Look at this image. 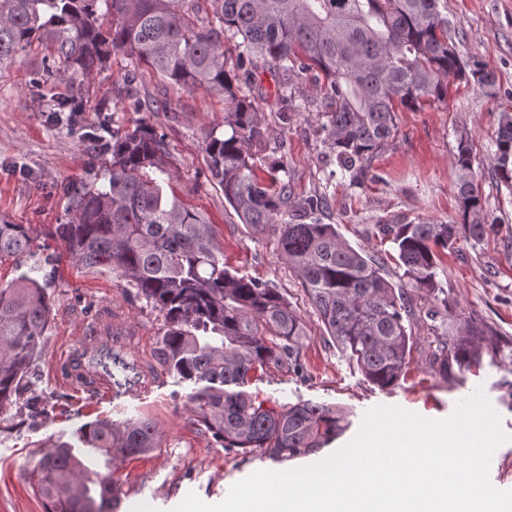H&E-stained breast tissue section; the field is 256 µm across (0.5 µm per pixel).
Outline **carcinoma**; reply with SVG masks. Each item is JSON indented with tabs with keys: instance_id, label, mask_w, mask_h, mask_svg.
<instances>
[{
	"instance_id": "cac0c4a2",
	"label": "carcinoma",
	"mask_w": 512,
	"mask_h": 512,
	"mask_svg": "<svg viewBox=\"0 0 512 512\" xmlns=\"http://www.w3.org/2000/svg\"><path fill=\"white\" fill-rule=\"evenodd\" d=\"M447 0H0V66L50 34L59 60L76 72L107 67L128 51L168 83L224 99V131L203 135L209 177L242 223L272 229L279 254L297 273L310 304L337 348L372 384L389 389L405 375L413 347L406 322L415 310L403 289L383 276V261L350 245L315 214L324 196L304 200L300 222L283 220L291 201L280 160H267L266 130L255 98L242 85L274 72L287 99L295 77L324 79V143L355 180L394 138L397 113L442 101L452 81L496 89L493 69L464 61L448 38ZM240 38L237 65L226 66L224 37ZM497 171L512 183V113H502L495 139ZM108 182L84 184L70 197L69 219L54 234L75 263L104 268L162 314L153 356L198 388L189 394L194 422L222 448L261 451L281 461L306 456L347 426L337 405H265L240 391L270 366L302 367V318L278 288L224 264L213 224L167 191L171 160L164 139L138 122L112 135ZM453 166L460 220L449 224H380L382 240L406 284L430 296L427 315L451 317L438 280L441 257L461 240L478 243L485 221L469 140L457 141ZM22 224H0V260L31 252ZM52 313L47 285L27 274L0 286V414L20 402ZM485 329L466 322L443 342L434 362L460 374L482 361ZM130 369L106 350L92 359L111 379ZM78 440L108 460L144 456L161 447L148 418L99 419ZM56 442L28 475L48 512H110L121 487L112 468L70 461Z\"/></svg>"
}]
</instances>
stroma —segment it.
Returning <instances> with one entry per match:
<instances>
[{"instance_id":"stroma-1","label":"stroma","mask_w":512,"mask_h":512,"mask_svg":"<svg viewBox=\"0 0 512 512\" xmlns=\"http://www.w3.org/2000/svg\"><path fill=\"white\" fill-rule=\"evenodd\" d=\"M447 2L448 34L461 58L487 62L497 75L496 91L488 95L475 83L453 82L444 101L399 113L394 139L372 159L362 180L339 173L327 155L320 131L322 81L315 73L297 77L285 103L277 100L270 72L258 74L251 89L268 129L266 153L287 165L289 214H297L307 197L327 196L323 223L336 225L355 248L382 258L388 280L397 287L404 284L402 271L387 258L390 246L378 227L457 219L453 157L459 135L469 137L486 220L495 231L482 242L460 243L443 259L439 278L452 319L427 318L431 298L411 292L415 343L404 378L390 390L366 381L336 349L296 273L280 258L273 235L241 224L223 192L209 181L202 134L223 126V100L201 89L174 91L123 51L114 52L102 71L75 73L60 63L53 42L45 38L0 68V222L24 225L35 241L34 255L0 261V285L40 265L50 278L53 303L30 373L37 408L21 403L0 414V512H47L48 503L29 484L27 469L50 442L73 441L81 426L98 419L146 417L156 424L160 448L124 461L116 472L122 489L119 512H172L188 493L215 504L255 471H284L322 460L354 438L374 406L445 420L472 388L482 389L509 437L492 456L490 480L497 488L512 489V185L498 177L493 146L501 114L512 113V0ZM47 69L52 77L34 86V78ZM71 96L83 102L72 123L52 110L56 100ZM158 100L166 102V110L154 111ZM109 118L125 127L144 121L163 135L173 161V190L212 221L226 265L274 283L300 313L306 328L303 371L271 367L246 385V392L280 406L311 401L345 407L349 424L336 441L314 454L279 462L259 451L221 448L192 420L188 396L193 384L164 370L153 356L164 329L162 315L112 273L76 265L54 239L55 225L67 220L70 187L100 184L109 176L112 156L105 146L112 130L102 125ZM108 313L127 323L130 341L124 351L153 380L141 392L101 402L62 383L56 367L77 342L97 343L92 326L97 315ZM466 319L487 331L483 363L463 376L454 365L440 373L432 354Z\"/></svg>"}]
</instances>
